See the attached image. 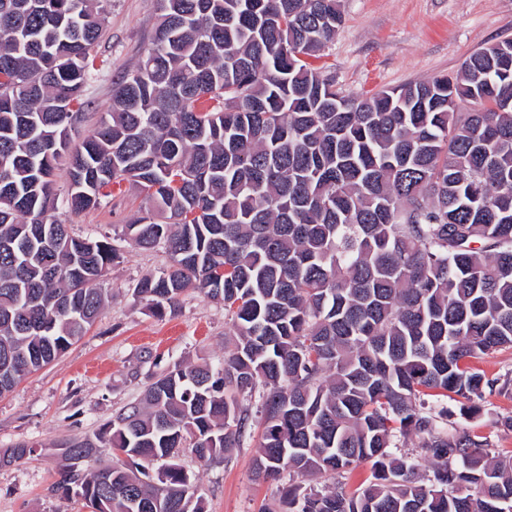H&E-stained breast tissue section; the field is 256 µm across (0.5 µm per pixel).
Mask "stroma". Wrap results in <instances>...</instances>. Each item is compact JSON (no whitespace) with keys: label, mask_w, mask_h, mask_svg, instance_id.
I'll use <instances>...</instances> for the list:
<instances>
[{"label":"stroma","mask_w":512,"mask_h":512,"mask_svg":"<svg viewBox=\"0 0 512 512\" xmlns=\"http://www.w3.org/2000/svg\"><path fill=\"white\" fill-rule=\"evenodd\" d=\"M344 20L314 64L343 93L373 94L435 76L455 77L461 63L489 44L512 39V0H341ZM157 22L153 0H110L93 51L81 131L94 129L112 104V85L148 47ZM145 196L131 183L113 186L100 205L74 214L58 210L72 234L120 238ZM103 286L110 297L94 324L67 352L0 395V451L31 447L20 463L0 467V512H87L81 499L54 485L66 443L94 438L100 426L140 400L153 378L181 363L220 367L232 324L223 302L186 295L173 315L152 314L134 288L168 263L160 250L123 245ZM478 367L494 379L466 428L494 452L512 454V349L484 356ZM259 430L247 431L226 459L202 463L183 454L208 512H261L278 499L282 481L256 477Z\"/></svg>","instance_id":"35a3bbf8"}]
</instances>
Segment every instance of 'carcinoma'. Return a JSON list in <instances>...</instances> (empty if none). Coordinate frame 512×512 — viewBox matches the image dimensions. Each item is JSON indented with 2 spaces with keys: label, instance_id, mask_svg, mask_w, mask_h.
<instances>
[{
  "label": "carcinoma",
  "instance_id": "1",
  "mask_svg": "<svg viewBox=\"0 0 512 512\" xmlns=\"http://www.w3.org/2000/svg\"><path fill=\"white\" fill-rule=\"evenodd\" d=\"M108 2L0 0V393L108 301L120 249L58 219L62 164L72 212L123 181L145 193L123 232L169 255L134 288L150 310L220 298L234 332L221 367L178 364L69 443L55 491L90 512H207L177 459L230 454L256 394L257 475L372 469L349 494L290 484L263 512H512V454L448 432L495 384L476 360L512 348V40L453 79L349 95L308 62L340 0H156L147 53L76 140ZM410 437L424 476L398 454ZM98 442L116 461L83 469Z\"/></svg>",
  "mask_w": 512,
  "mask_h": 512
}]
</instances>
